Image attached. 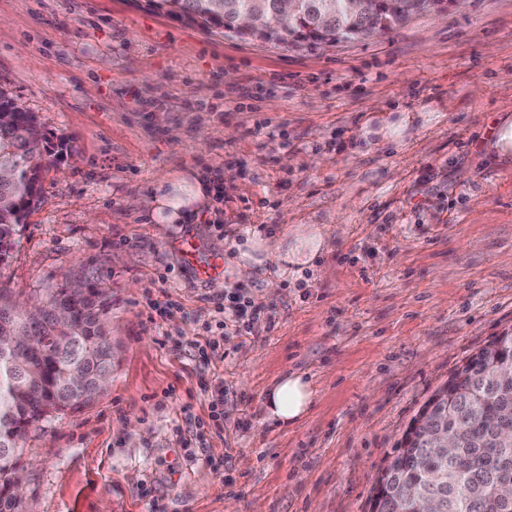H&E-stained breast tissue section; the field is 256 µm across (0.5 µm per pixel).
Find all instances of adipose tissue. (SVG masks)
Segmentation results:
<instances>
[{
  "mask_svg": "<svg viewBox=\"0 0 512 512\" xmlns=\"http://www.w3.org/2000/svg\"><path fill=\"white\" fill-rule=\"evenodd\" d=\"M213 196V185L204 175L186 170L176 178L157 181L150 195L137 200L136 206L158 224H191L196 222L203 207L208 206ZM341 225L330 230L316 226H300L290 232L288 242L269 247L266 240L258 237L246 238L238 244L234 261L239 275L246 276L256 267L262 266L270 251H277L282 261L303 270L313 267L320 255L327 235L341 234ZM314 400L310 380L303 374L291 373L283 376L269 390L265 409L268 419L281 423L301 420Z\"/></svg>",
  "mask_w": 512,
  "mask_h": 512,
  "instance_id": "1",
  "label": "adipose tissue"
}]
</instances>
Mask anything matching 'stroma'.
Returning a JSON list of instances; mask_svg holds the SVG:
<instances>
[{"label":"stroma","instance_id":"stroma-1","mask_svg":"<svg viewBox=\"0 0 512 512\" xmlns=\"http://www.w3.org/2000/svg\"><path fill=\"white\" fill-rule=\"evenodd\" d=\"M508 84L512 0L314 48L135 0H0V90L52 152L0 288L40 300L83 267L115 355L98 400L29 428L20 512H370L423 403L512 331V170L480 151ZM392 112L414 120L376 135ZM190 167L221 177L196 223L134 207ZM289 223L345 232L302 279L274 257L239 278L237 244ZM186 235L223 256L219 281L183 264ZM291 372L314 402L269 421ZM314 394L311 381L302 373L283 376L267 394V418L284 424L301 420L313 404Z\"/></svg>","mask_w":512,"mask_h":512}]
</instances>
